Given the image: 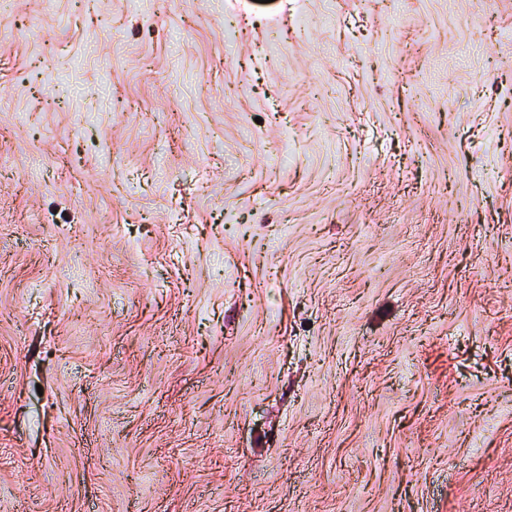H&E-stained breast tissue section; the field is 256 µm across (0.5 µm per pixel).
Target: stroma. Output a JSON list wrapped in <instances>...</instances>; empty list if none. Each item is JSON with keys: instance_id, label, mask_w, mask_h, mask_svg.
Instances as JSON below:
<instances>
[{"instance_id": "35a3bbf8", "label": "stroma", "mask_w": 512, "mask_h": 512, "mask_svg": "<svg viewBox=\"0 0 512 512\" xmlns=\"http://www.w3.org/2000/svg\"><path fill=\"white\" fill-rule=\"evenodd\" d=\"M0 512H512V0H0Z\"/></svg>"}]
</instances>
